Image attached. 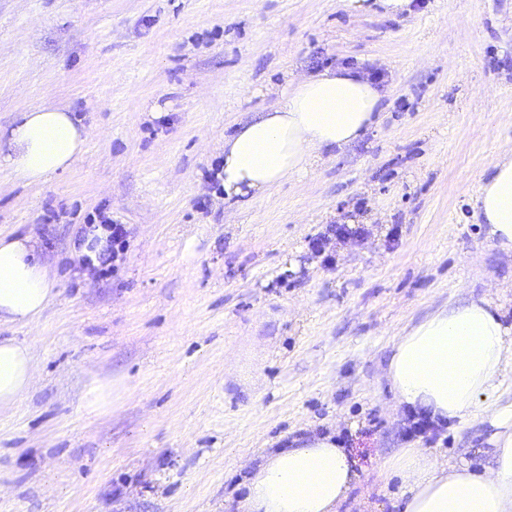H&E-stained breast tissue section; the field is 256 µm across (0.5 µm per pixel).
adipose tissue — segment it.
Here are the masks:
<instances>
[{
	"label": "adipose tissue",
	"instance_id": "adipose-tissue-1",
	"mask_svg": "<svg viewBox=\"0 0 512 512\" xmlns=\"http://www.w3.org/2000/svg\"><path fill=\"white\" fill-rule=\"evenodd\" d=\"M383 97L382 88L355 69L327 68L287 83L273 107L249 114L225 137V199L264 192L309 171L323 152L350 146L375 124ZM87 137L71 112L26 111L7 132L9 151L0 166L19 180L40 182L75 167ZM477 206L489 238L512 252V151L480 184ZM55 285L33 236L0 235V321L36 325ZM34 375L32 348L0 340V409L19 403ZM387 378L401 404L493 430L487 472L416 448L388 459L381 477L400 480L403 512H512V325L503 323L499 306L482 297L426 315L395 342ZM355 479L333 436H315L263 459L244 512H339Z\"/></svg>",
	"mask_w": 512,
	"mask_h": 512
}]
</instances>
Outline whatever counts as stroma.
<instances>
[{
    "mask_svg": "<svg viewBox=\"0 0 512 512\" xmlns=\"http://www.w3.org/2000/svg\"><path fill=\"white\" fill-rule=\"evenodd\" d=\"M379 75V127L239 207L208 174L236 120L328 67ZM68 109L83 160L28 184L0 168V231L33 235L58 292L36 377L0 410V512H243L261 454L335 434L358 481L341 512H401V448L492 461V429L404 440L384 377L403 330L487 295L512 324V256L477 214L512 148V0H0V127ZM105 212L118 270L84 279L69 242ZM336 224L365 230L309 242ZM119 382L104 414L82 405ZM98 222L96 219L90 220L87 224H104L110 231V249L108 257L102 260V266H110L112 263V269L117 266L116 263H120L124 260L125 254L128 249V241H127V230L123 224H117L112 221L109 216H106L104 213L97 214ZM82 404L90 412L106 413L112 408V381L95 380L87 385Z\"/></svg>",
    "mask_w": 512,
    "mask_h": 512,
    "instance_id": "obj_1",
    "label": "stroma"
}]
</instances>
